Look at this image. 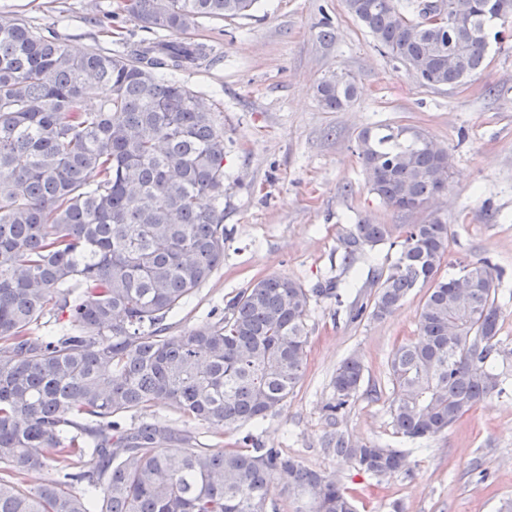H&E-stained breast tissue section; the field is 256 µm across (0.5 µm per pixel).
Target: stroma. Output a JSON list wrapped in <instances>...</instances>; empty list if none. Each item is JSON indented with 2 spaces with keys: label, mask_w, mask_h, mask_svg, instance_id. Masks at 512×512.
Returning a JSON list of instances; mask_svg holds the SVG:
<instances>
[{
  "label": "stroma",
  "mask_w": 512,
  "mask_h": 512,
  "mask_svg": "<svg viewBox=\"0 0 512 512\" xmlns=\"http://www.w3.org/2000/svg\"><path fill=\"white\" fill-rule=\"evenodd\" d=\"M121 2L0 0V13L21 16L76 53L182 40L172 30H143ZM325 20L336 34L329 44L318 38ZM191 35L224 56L177 78L215 97L224 116L227 239L223 265L168 319L171 334L216 320L228 300L270 274L309 288L328 280L346 288L344 305L312 302L305 373L276 414L219 434L201 424L193 432L218 448L237 447L247 435L280 448L334 475L355 496L358 512H512V365L505 392L446 433L417 440L395 434L388 357L415 338L425 294L412 292L385 319L350 322L347 303L367 297L372 272L390 264L395 251L379 245L348 269L340 260V239L358 219L389 225L398 242L404 225L436 217L452 232L442 275L487 257L512 289V37L492 45L487 65L465 84L432 89L379 51L344 0H259L251 16L203 18ZM336 72L354 77L357 95L332 112L316 87ZM385 123L424 130L452 157L449 192L425 210L396 211L365 185L353 149L362 130ZM353 354L364 364L363 382L334 427L358 443L405 450L407 468L389 478L367 476L323 446L334 428L325 411L334 395L331 379Z\"/></svg>",
  "instance_id": "1"
}]
</instances>
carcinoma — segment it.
Returning <instances> with one entry per match:
<instances>
[{
	"label": "carcinoma",
	"instance_id": "obj_1",
	"mask_svg": "<svg viewBox=\"0 0 512 512\" xmlns=\"http://www.w3.org/2000/svg\"><path fill=\"white\" fill-rule=\"evenodd\" d=\"M435 0H344L375 45L428 88L454 87L485 65L494 25L512 0H442L448 21L421 26ZM257 0H124L145 29L187 32L202 18L247 17ZM218 61L203 42L142 41L126 54L74 55L26 20L0 14V512H356L332 475L252 436L211 448L159 422L113 417L165 402L215 429L276 413L304 375L313 299L343 303L339 283L308 288L269 275L227 302L224 315L179 335L166 320L224 263V126L215 101L176 73ZM331 111L356 84L336 73L317 86ZM99 98L89 111L82 102ZM369 192L409 213L446 192L452 160L424 131L380 124L355 149ZM386 224L361 219L340 239L350 267L386 243ZM448 225H404L397 257L373 274L351 318L391 315L426 289L415 339L388 360L391 423L411 439L448 431L504 392L498 364L501 274L487 259L439 275ZM52 317L54 336L36 329ZM360 358L332 377L327 417L338 422L361 386ZM336 456L375 478L407 466L398 448L324 437ZM56 477L33 487L28 475Z\"/></svg>",
	"mask_w": 512,
	"mask_h": 512
}]
</instances>
